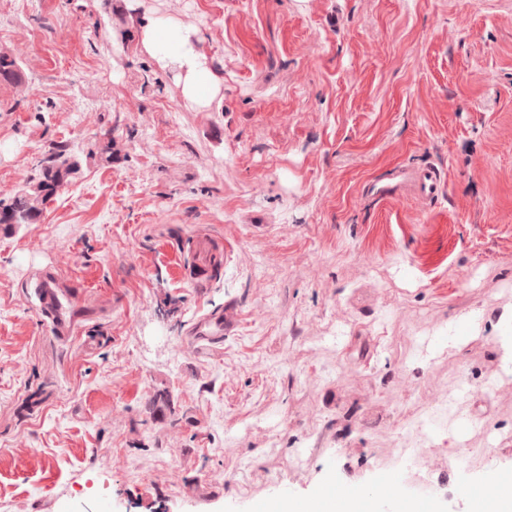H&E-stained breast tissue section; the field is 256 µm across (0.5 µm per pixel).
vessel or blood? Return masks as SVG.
I'll return each instance as SVG.
<instances>
[{
  "label": "vessel or blood",
  "instance_id": "obj_1",
  "mask_svg": "<svg viewBox=\"0 0 512 512\" xmlns=\"http://www.w3.org/2000/svg\"><path fill=\"white\" fill-rule=\"evenodd\" d=\"M415 193L426 200L439 197L446 185L442 173L431 166L414 171L410 176ZM34 293L43 321L58 340H69L84 318L75 289L69 288L51 271L36 273ZM237 313L232 306L214 310L203 316L192 328L195 342L210 345L224 335L233 333Z\"/></svg>",
  "mask_w": 512,
  "mask_h": 512
}]
</instances>
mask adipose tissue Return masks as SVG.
Listing matches in <instances>:
<instances>
[{
    "mask_svg": "<svg viewBox=\"0 0 512 512\" xmlns=\"http://www.w3.org/2000/svg\"><path fill=\"white\" fill-rule=\"evenodd\" d=\"M142 45L162 66L180 72L189 101L200 105L212 103L220 79L188 30L172 19L156 16L142 27Z\"/></svg>",
    "mask_w": 512,
    "mask_h": 512,
    "instance_id": "obj_1",
    "label": "adipose tissue"
}]
</instances>
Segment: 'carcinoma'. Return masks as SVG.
Listing matches in <instances>:
<instances>
[{"mask_svg": "<svg viewBox=\"0 0 512 512\" xmlns=\"http://www.w3.org/2000/svg\"><path fill=\"white\" fill-rule=\"evenodd\" d=\"M0 82L21 93L29 90L27 75L20 57L7 50H0ZM112 161V141L94 143L77 152L68 144H59L40 165L35 175L27 178L7 200H0V224L9 234L18 224H35L39 221L50 195L46 190L66 187L75 182L83 168L93 162Z\"/></svg>", "mask_w": 512, "mask_h": 512, "instance_id": "1", "label": "carcinoma"}]
</instances>
